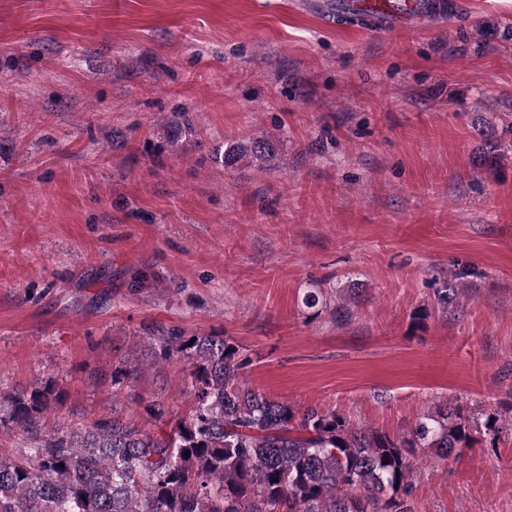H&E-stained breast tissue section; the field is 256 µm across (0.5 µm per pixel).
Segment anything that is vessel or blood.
Instances as JSON below:
<instances>
[{"label":"vessel or blood","instance_id":"b4317fda","mask_svg":"<svg viewBox=\"0 0 512 512\" xmlns=\"http://www.w3.org/2000/svg\"><path fill=\"white\" fill-rule=\"evenodd\" d=\"M315 7L328 21L350 13L371 15L376 32L385 34L421 30L435 12V0H316Z\"/></svg>","mask_w":512,"mask_h":512}]
</instances>
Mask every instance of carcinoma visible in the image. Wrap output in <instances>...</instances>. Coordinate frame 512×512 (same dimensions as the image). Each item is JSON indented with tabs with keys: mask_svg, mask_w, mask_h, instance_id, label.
Wrapping results in <instances>:
<instances>
[{
	"mask_svg": "<svg viewBox=\"0 0 512 512\" xmlns=\"http://www.w3.org/2000/svg\"><path fill=\"white\" fill-rule=\"evenodd\" d=\"M273 141L252 137L224 150V162L261 164ZM155 355L189 367L192 413L150 434L120 412L48 433L60 403L50 384L11 399L0 425L29 447L0 453V512H414L415 461L449 459L499 434L459 401L443 403L411 431L354 424L334 410L299 414L249 388V360L219 335L150 336Z\"/></svg>",
	"mask_w": 512,
	"mask_h": 512,
	"instance_id": "cac0c4a2",
	"label": "carcinoma"
}]
</instances>
